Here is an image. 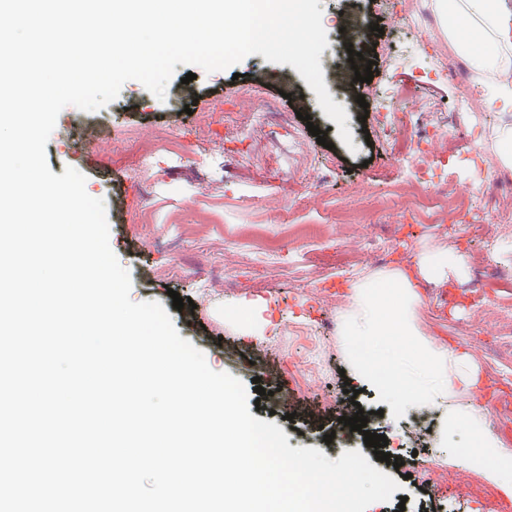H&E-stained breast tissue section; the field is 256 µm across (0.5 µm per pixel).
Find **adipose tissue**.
<instances>
[{
	"label": "adipose tissue",
	"mask_w": 512,
	"mask_h": 512,
	"mask_svg": "<svg viewBox=\"0 0 512 512\" xmlns=\"http://www.w3.org/2000/svg\"><path fill=\"white\" fill-rule=\"evenodd\" d=\"M433 8L449 42L467 59L475 92L496 111L512 112V83L502 79L512 70V9L505 0H434ZM415 279L394 271L350 289L355 318L348 333L365 351L357 362L361 375L382 378L395 406L445 407L448 428L467 429L489 458L507 456L479 403L450 405L455 387L476 389L482 382L469 353L438 344L416 325ZM404 361L420 364L427 380L409 378L400 368Z\"/></svg>",
	"instance_id": "ef3b65f1"
}]
</instances>
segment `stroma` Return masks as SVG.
I'll list each match as a JSON object with an SVG mask.
<instances>
[{
	"label": "stroma",
	"mask_w": 512,
	"mask_h": 512,
	"mask_svg": "<svg viewBox=\"0 0 512 512\" xmlns=\"http://www.w3.org/2000/svg\"><path fill=\"white\" fill-rule=\"evenodd\" d=\"M321 8L327 33L338 29L341 14L353 11L372 25L371 36L357 50L374 63L372 87L392 83L404 89L400 108L412 130L450 123L487 133L512 123V114L495 111L477 96L470 110H455L456 85L437 76L432 50L413 55L399 71H387L386 56L412 37L401 25L400 0H323ZM188 71L177 65L166 89L182 95L184 110L171 111L130 80L100 115L66 107L46 145L54 174L75 168L86 178L87 193L111 197L109 242L131 275L132 300L160 302L211 369L231 373L247 390L263 387L253 416L277 424L290 447L315 448L332 461L344 451L364 449L363 439L340 431L338 419L358 406L369 412V430L386 436L409 462L399 470L376 462V469L402 488L367 512H395L400 505L405 512H512V495L490 482L486 471L458 466L459 452L448 438H463L464 430L449 432L430 407L429 432L407 438L414 409L394 410L382 382L356 372L357 348L345 333L353 315L348 289L412 266L425 252L466 268L443 283H422L417 323L436 340L472 351L484 380H512V338L504 335L496 307L481 309L471 299L469 260L477 243L449 237L438 226H410L396 208H373L376 198H401L396 185L405 174L382 113L373 104L353 105L347 145L291 65L254 54L225 70H197L191 81ZM311 123L325 131V144L308 132ZM165 136L183 145L179 169L162 163L143 176L116 163V154ZM204 141L217 160L250 151L258 165L202 173L198 147ZM343 207L367 210L368 216L356 224L333 223V212ZM278 221L318 224L322 234L312 240L284 236L282 263L258 277H242L250 247L240 229ZM336 250L357 260L353 277L312 260L315 252ZM439 287L460 297L444 315L430 302ZM174 291L187 299L183 309L173 308ZM280 388L291 395V408L274 398ZM328 433L334 436L329 444L323 440ZM415 455L438 457V469H419L410 462ZM479 490L486 504L477 503Z\"/></svg>",
	"instance_id": "35a3bbf8"
}]
</instances>
